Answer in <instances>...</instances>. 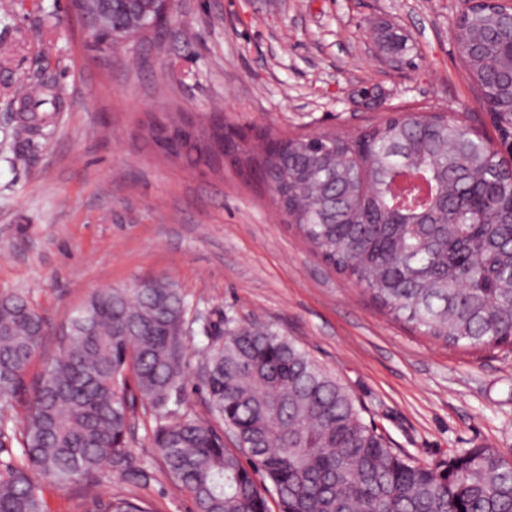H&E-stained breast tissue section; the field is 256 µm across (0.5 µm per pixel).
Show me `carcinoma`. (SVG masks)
Returning <instances> with one entry per match:
<instances>
[{
	"label": "carcinoma",
	"instance_id": "carcinoma-1",
	"mask_svg": "<svg viewBox=\"0 0 512 512\" xmlns=\"http://www.w3.org/2000/svg\"><path fill=\"white\" fill-rule=\"evenodd\" d=\"M507 24L495 6L468 8L456 24L466 75L506 142L512 91L494 43ZM384 49L416 67L408 39L391 36ZM42 104L29 102L25 130L44 124ZM191 150L223 154L224 127ZM236 151L312 250L393 318L448 347L512 345V164L475 129L447 113H405L354 136L265 132ZM185 314L166 277L101 290L73 312L21 427L0 414V512H48L43 488L72 484L83 486L85 512H151L98 493L104 468H130L138 401L169 477L197 512H269L271 491L278 512H512L511 459L477 447L425 463L396 450L335 376L271 326L226 314L218 333L203 328L197 375L209 418L176 414ZM43 340L28 299L0 295V407Z\"/></svg>",
	"mask_w": 512,
	"mask_h": 512
}]
</instances>
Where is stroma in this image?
Masks as SVG:
<instances>
[{
  "label": "stroma",
  "instance_id": "1",
  "mask_svg": "<svg viewBox=\"0 0 512 512\" xmlns=\"http://www.w3.org/2000/svg\"><path fill=\"white\" fill-rule=\"evenodd\" d=\"M462 0H179L163 41L108 59L75 29L68 0H0V295L62 321L106 288L165 276L187 303V382L175 408L205 415L194 364L203 321L273 326L330 371L391 439L422 462L490 445L512 459V346L451 348L379 309L286 224L269 187L229 159L165 155L141 137L170 118L248 135H355L394 112L484 115L450 30ZM397 25L417 66L375 55ZM59 96L43 135L23 132V83ZM378 96L375 107L359 92ZM133 470L103 482L156 512H196L135 412Z\"/></svg>",
  "mask_w": 512,
  "mask_h": 512
}]
</instances>
